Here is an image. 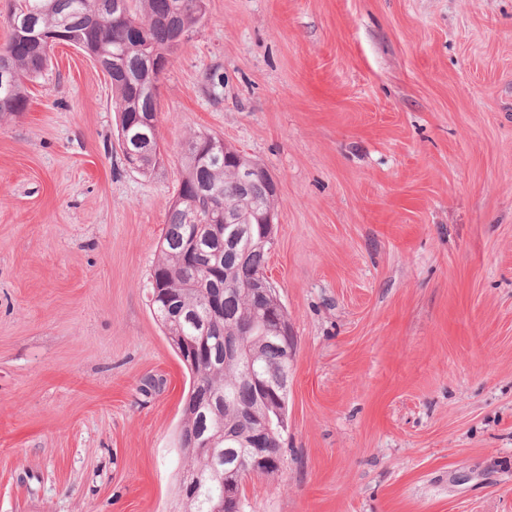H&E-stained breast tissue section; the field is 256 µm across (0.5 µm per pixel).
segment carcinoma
<instances>
[{
	"label": "carcinoma",
	"instance_id": "obj_1",
	"mask_svg": "<svg viewBox=\"0 0 512 512\" xmlns=\"http://www.w3.org/2000/svg\"><path fill=\"white\" fill-rule=\"evenodd\" d=\"M178 12L170 0H125L127 15L119 16L115 0H15L12 12L34 13L37 30L52 43L78 46L87 55L110 59L120 54L126 75L111 78L112 103L118 114V129L129 144L140 150V172L153 170L160 160L158 132L132 123L133 112L158 109V92L148 91L159 82L144 64V49L166 53L174 41L201 23L198 0H180ZM50 48L26 37L21 27L10 26L9 39L0 44V63L12 74L7 89L0 88V119L25 112L29 106L26 85L42 76L50 62ZM219 139L189 135L182 154V176L177 198L168 209L160 253L148 277L149 302L169 341L181 339L203 344L199 357L186 362L190 371L188 395L183 408L180 448L181 473L200 478L189 512H210L224 497V486L242 485L252 473L274 477L279 469L250 470L248 444L260 417L268 424L270 453L279 457L285 428L288 395L274 399L246 378V353L257 348L262 359L254 363L260 373L268 368H289L280 341L262 321L263 306L249 292L254 277L265 270L273 241L260 233L269 199L263 179L253 181L244 195L237 194L235 175L224 163V152L211 150ZM239 210L241 224L251 227L252 241L244 247L224 246L234 226L215 221L224 205ZM200 223H188L191 212ZM223 297L219 315L210 311V301ZM230 453L242 458L239 466H224L211 473L209 453Z\"/></svg>",
	"mask_w": 512,
	"mask_h": 512
}]
</instances>
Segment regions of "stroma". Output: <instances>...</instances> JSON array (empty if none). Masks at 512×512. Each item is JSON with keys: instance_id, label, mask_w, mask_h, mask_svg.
<instances>
[{"instance_id": "obj_1", "label": "stroma", "mask_w": 512, "mask_h": 512, "mask_svg": "<svg viewBox=\"0 0 512 512\" xmlns=\"http://www.w3.org/2000/svg\"><path fill=\"white\" fill-rule=\"evenodd\" d=\"M129 169L60 44L0 122V512H177L189 375L144 283L189 133L277 183L295 340L243 512H512V0H205Z\"/></svg>"}]
</instances>
